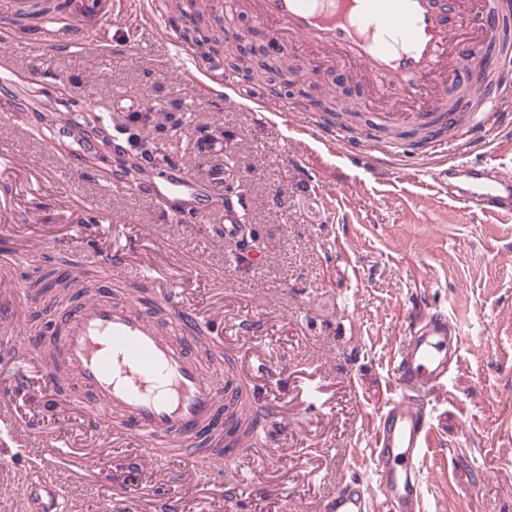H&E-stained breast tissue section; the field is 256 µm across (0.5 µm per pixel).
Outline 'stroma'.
<instances>
[{
	"mask_svg": "<svg viewBox=\"0 0 512 512\" xmlns=\"http://www.w3.org/2000/svg\"><path fill=\"white\" fill-rule=\"evenodd\" d=\"M144 2L134 37L119 0L107 40L62 16L74 46L35 56L0 43L14 72L0 101L36 124L93 102L113 143H162L197 177L212 161L206 135L222 138L248 226L234 242L219 222H162L140 196L107 190L120 169L101 138L67 172L38 135L0 122V512H29L24 489L39 474L64 512H160L166 500L176 512H320L340 481L374 485L371 433L393 396V359L414 320L434 313L457 321L461 343L429 404L421 512H512V219L429 188L437 159L426 149L405 145L383 167L348 156L302 131L300 112L257 111L249 96L269 97L266 87L189 72L171 10ZM124 98L140 117L113 110ZM96 252L156 269L213 320L225 375L258 387L263 442L232 467L91 437L44 373L14 391L22 341L9 330L32 311L22 287L45 257L88 263ZM310 384L322 404L307 403Z\"/></svg>",
	"mask_w": 512,
	"mask_h": 512,
	"instance_id": "stroma-1",
	"label": "stroma"
}]
</instances>
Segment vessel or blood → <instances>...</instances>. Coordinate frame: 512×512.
Wrapping results in <instances>:
<instances>
[{
    "label": "vessel or blood",
    "instance_id": "1",
    "mask_svg": "<svg viewBox=\"0 0 512 512\" xmlns=\"http://www.w3.org/2000/svg\"><path fill=\"white\" fill-rule=\"evenodd\" d=\"M106 0H0V38L36 46H60L51 21L83 5L103 26ZM253 23L275 36L296 39L321 58L354 66L381 99L415 103L409 123L454 121L450 99L464 91L481 95L461 127V146L477 153L495 130L512 128V74L491 70L487 52L503 43L500 0H249ZM58 129L62 161L77 168L84 147ZM435 188L480 213L512 216V176L487 162H443L431 173ZM114 194L138 192L167 222L207 223L224 171L192 178L178 162L144 165L135 178L112 180ZM202 318L179 291L156 282L148 303L101 296L59 315L57 349L76 379L72 405L90 431L119 440L136 437L147 455L167 448L200 463L213 450L206 430L218 419L220 382L201 371L190 353ZM459 331L446 316L431 318L393 363L395 399L381 413L371 437L380 494L387 512H418L423 472L419 462L432 446L429 394L444 389ZM370 493L355 482L340 485L322 512H370Z\"/></svg>",
    "mask_w": 512,
    "mask_h": 512
}]
</instances>
